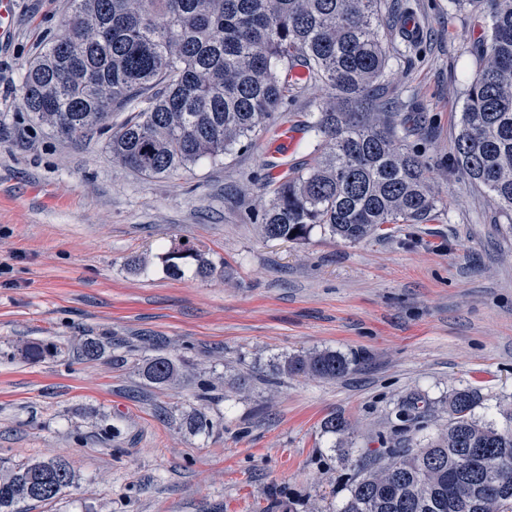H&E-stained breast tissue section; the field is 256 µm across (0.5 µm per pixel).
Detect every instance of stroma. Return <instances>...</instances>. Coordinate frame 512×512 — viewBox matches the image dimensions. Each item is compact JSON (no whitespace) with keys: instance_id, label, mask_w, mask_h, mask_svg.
Masks as SVG:
<instances>
[{"instance_id":"stroma-1","label":"stroma","mask_w":512,"mask_h":512,"mask_svg":"<svg viewBox=\"0 0 512 512\" xmlns=\"http://www.w3.org/2000/svg\"><path fill=\"white\" fill-rule=\"evenodd\" d=\"M0 33V474L61 458L74 473L52 503L19 512H339L356 459L393 438L412 395L429 406L420 448L448 425V396L473 387L474 416L512 427V233L486 189L449 168L479 32L449 0H406L415 44L380 84L424 117L407 142L428 163L444 213L350 243L314 228L266 238L268 177L312 166L308 125L328 98L303 82L250 145L216 164L143 177L109 154L106 133L58 135L22 103L29 62L68 19L70 0H11ZM220 269L172 278L180 241ZM103 347L82 358L83 340ZM51 344L38 361L19 350ZM356 359L340 379L262 376L296 355ZM179 366L159 386L142 374ZM214 427L189 429L198 381ZM348 425L329 434V415ZM143 373L149 382L165 385L174 379L177 373V365L169 357L159 355L147 363Z\"/></svg>"}]
</instances>
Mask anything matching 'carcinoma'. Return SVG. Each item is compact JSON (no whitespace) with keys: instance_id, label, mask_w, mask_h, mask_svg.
Listing matches in <instances>:
<instances>
[{"instance_id":"cac0c4a2","label":"carcinoma","mask_w":512,"mask_h":512,"mask_svg":"<svg viewBox=\"0 0 512 512\" xmlns=\"http://www.w3.org/2000/svg\"><path fill=\"white\" fill-rule=\"evenodd\" d=\"M450 2L483 29L451 162L491 193L511 225L512 0ZM384 13L410 15L403 0H73L61 33L26 69L24 106L63 137L113 131L112 159L155 178L250 144L301 69L333 91L311 125L325 151L306 171L271 181L265 236L304 241L319 226L356 243L386 224H431L440 210L423 156L405 143L410 117L397 120L381 93L391 58ZM115 110L129 116L114 130L106 121ZM187 265L202 279L217 273L188 244L165 254L170 276ZM354 364L331 351L286 362L291 372L331 379ZM176 373L163 355L144 369L158 385ZM479 403L476 391L456 389L443 436L366 456L342 512H512V428L476 420ZM425 416L417 398L396 412L401 428ZM189 426L208 433L213 422L202 407ZM72 480L63 460L17 463L0 477V512L50 503Z\"/></svg>"}]
</instances>
